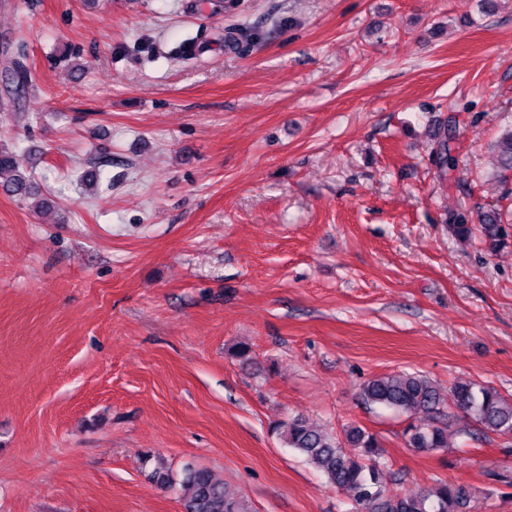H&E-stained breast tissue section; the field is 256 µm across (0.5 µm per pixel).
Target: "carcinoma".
I'll return each instance as SVG.
<instances>
[{
  "label": "carcinoma",
  "instance_id": "obj_1",
  "mask_svg": "<svg viewBox=\"0 0 512 512\" xmlns=\"http://www.w3.org/2000/svg\"><path fill=\"white\" fill-rule=\"evenodd\" d=\"M8 73L15 84L16 100L26 98L33 84L22 57L11 60ZM494 150L497 177L506 185L512 177V125L500 131ZM20 168L15 151L1 147L0 188L23 200L40 195V188L30 176L20 175ZM450 219L448 228L455 237L468 239L478 232L491 253L512 245V223L504 220L500 208L480 212L476 226L463 212L451 213ZM361 398L370 406H385L405 415L408 424L403 434L408 447L417 452L448 448L450 409L489 432L512 438V399L490 386L457 381L445 397L428 377L395 372L369 380L362 387ZM273 431L330 484L347 493L355 512H468L472 492L465 484L440 481L416 493L386 495L378 461L380 442L360 426L352 425L344 436L337 437L302 418H292L279 423ZM152 479L177 489L183 512H249L245 502L230 493L209 469L188 464L177 480L159 465L154 468Z\"/></svg>",
  "mask_w": 512,
  "mask_h": 512
}]
</instances>
